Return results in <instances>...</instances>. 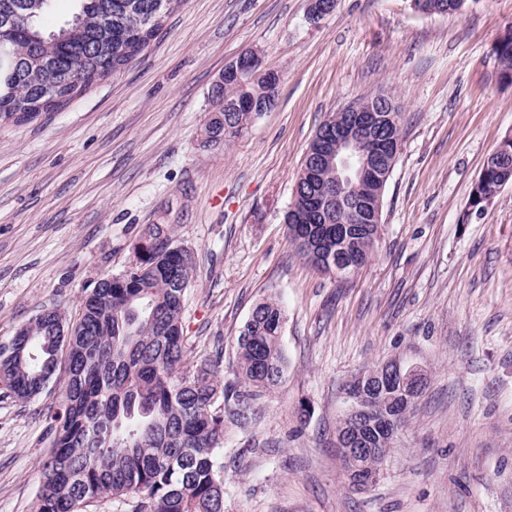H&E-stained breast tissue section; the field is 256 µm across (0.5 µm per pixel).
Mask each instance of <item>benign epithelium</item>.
I'll return each instance as SVG.
<instances>
[{"instance_id": "7a95c632", "label": "benign epithelium", "mask_w": 512, "mask_h": 512, "mask_svg": "<svg viewBox=\"0 0 512 512\" xmlns=\"http://www.w3.org/2000/svg\"><path fill=\"white\" fill-rule=\"evenodd\" d=\"M337 6L335 0H309L308 9L313 19L319 20L332 14ZM248 75L249 81L256 79L269 86L280 82V76L271 70L260 68V55L244 53L224 67L222 79H241ZM398 106L385 93H378L366 102H354L342 109V121L336 130L317 142L315 150L308 153L310 165L336 166V184L329 188L328 200L345 207L348 216L356 222H378V212L370 196H349V187L360 182L373 184L379 179V171L385 158L397 153L398 144L385 137L383 129L397 123ZM393 383L408 398L419 394L426 386L424 370L409 366L399 359H391L378 367L358 374L344 387V398L357 405L364 414L367 427H375L379 421L388 419V398L381 397L376 383ZM340 457L348 474L369 486L374 473L358 465L365 449L353 448L348 441L337 440Z\"/></svg>"}]
</instances>
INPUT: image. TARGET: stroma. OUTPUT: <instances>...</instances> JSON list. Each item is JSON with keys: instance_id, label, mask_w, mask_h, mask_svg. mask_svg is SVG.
<instances>
[{"instance_id": "1", "label": "stroma", "mask_w": 512, "mask_h": 512, "mask_svg": "<svg viewBox=\"0 0 512 512\" xmlns=\"http://www.w3.org/2000/svg\"><path fill=\"white\" fill-rule=\"evenodd\" d=\"M512 0L447 16L412 0H183L149 49L63 107L0 126V343L41 310L76 319L150 224L196 267L184 334L231 368L253 306L285 310L281 385L224 438V512H512V185L469 213L483 164L512 132L495 54ZM255 51L274 106L228 145L206 141L224 68ZM385 90L402 147L370 260L339 280L301 258L284 215L326 116ZM400 358L428 386L381 479L351 486L336 448L342 388ZM54 383L0 389V512H35L52 451ZM308 416H301L302 404Z\"/></svg>"}]
</instances>
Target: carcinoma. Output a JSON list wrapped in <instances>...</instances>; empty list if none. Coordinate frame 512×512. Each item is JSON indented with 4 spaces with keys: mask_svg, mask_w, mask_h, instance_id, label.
Masks as SVG:
<instances>
[{
    "mask_svg": "<svg viewBox=\"0 0 512 512\" xmlns=\"http://www.w3.org/2000/svg\"><path fill=\"white\" fill-rule=\"evenodd\" d=\"M54 29L44 19L55 0H0V123L29 121L70 101L94 82L130 66L150 46L180 0H77ZM501 79L512 82V35L495 47ZM205 134L229 143L254 115L239 84L217 86ZM501 187L490 169L471 190L480 212ZM288 236L308 262L345 278L372 256L378 224H323L306 194L285 214ZM357 255L336 267V256ZM135 259L84 296L79 321L52 309L0 343V387L29 401L59 378L68 350L65 394L50 414L53 453L43 464L35 512H83L103 496H133L131 512H224V432L248 420L255 402L285 373L284 310L257 303L237 337L238 361L224 377L220 359L190 364L182 326L184 296L194 274L191 252L165 226H147ZM393 420L362 434L374 468L404 433L410 412L396 401Z\"/></svg>",
    "mask_w": 512,
    "mask_h": 512,
    "instance_id": "cac0c4a2",
    "label": "carcinoma"
}]
</instances>
